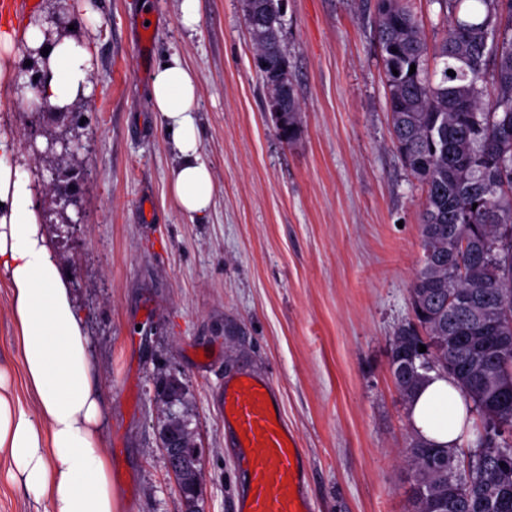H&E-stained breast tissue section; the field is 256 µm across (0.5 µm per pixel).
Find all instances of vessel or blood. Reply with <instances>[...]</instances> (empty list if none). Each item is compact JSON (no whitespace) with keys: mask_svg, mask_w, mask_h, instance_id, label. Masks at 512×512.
<instances>
[{"mask_svg":"<svg viewBox=\"0 0 512 512\" xmlns=\"http://www.w3.org/2000/svg\"><path fill=\"white\" fill-rule=\"evenodd\" d=\"M222 406L241 476L235 512H312L305 453L270 378L247 372L230 378Z\"/></svg>","mask_w":512,"mask_h":512,"instance_id":"vessel-or-blood-1","label":"vessel or blood"}]
</instances>
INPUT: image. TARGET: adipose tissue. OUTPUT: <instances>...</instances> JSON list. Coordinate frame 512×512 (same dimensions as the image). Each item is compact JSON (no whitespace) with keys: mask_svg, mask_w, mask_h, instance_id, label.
Listing matches in <instances>:
<instances>
[{"mask_svg":"<svg viewBox=\"0 0 512 512\" xmlns=\"http://www.w3.org/2000/svg\"><path fill=\"white\" fill-rule=\"evenodd\" d=\"M24 42L48 74L43 96L56 111L89 98L92 56L74 39H57L39 19ZM198 78L179 56L156 67L150 100L170 131L177 155L172 194L186 214H207L214 180L200 152ZM0 271L11 298L26 383L33 407L15 400L0 369V454L8 477L36 496L42 512H118L105 451V409L88 346L86 325L69 278L41 222L38 199L15 141L0 134ZM468 403L448 376L429 373L408 405L412 431L448 447L461 445Z\"/></svg>","mask_w":512,"mask_h":512,"instance_id":"obj_1","label":"adipose tissue"}]
</instances>
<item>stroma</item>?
Here are the masks:
<instances>
[{"mask_svg":"<svg viewBox=\"0 0 512 512\" xmlns=\"http://www.w3.org/2000/svg\"><path fill=\"white\" fill-rule=\"evenodd\" d=\"M35 16L86 39L90 99L32 122L21 38L0 48V133L25 157L85 319L105 404L121 512H182L160 447L170 414L202 450L201 512H234L240 489L221 393L241 372L270 376L305 451L315 512H406L407 406L389 370L413 320L424 192L391 140L374 0H288L279 33L302 110L287 144L267 110L243 0H37ZM178 54L197 75L201 155L213 206L184 213L170 187L173 145L148 85ZM68 141L60 162L50 141ZM78 172L81 205L48 189ZM10 296L0 283V365L29 401ZM175 380L179 401L156 395Z\"/></svg>","mask_w":512,"mask_h":512,"instance_id":"1","label":"stroma"}]
</instances>
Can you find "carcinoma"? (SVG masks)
Wrapping results in <instances>:
<instances>
[{"label": "carcinoma", "mask_w": 512, "mask_h": 512, "mask_svg": "<svg viewBox=\"0 0 512 512\" xmlns=\"http://www.w3.org/2000/svg\"><path fill=\"white\" fill-rule=\"evenodd\" d=\"M429 3L442 21L432 45L411 0L375 6L393 144L425 190L414 322L391 344L408 366L395 364L392 376L408 403L441 371L472 415L497 425L478 427L465 450L411 436L407 512H512V0ZM278 20L264 0L247 19L272 94L276 72L291 68L271 38Z\"/></svg>", "instance_id": "1"}]
</instances>
